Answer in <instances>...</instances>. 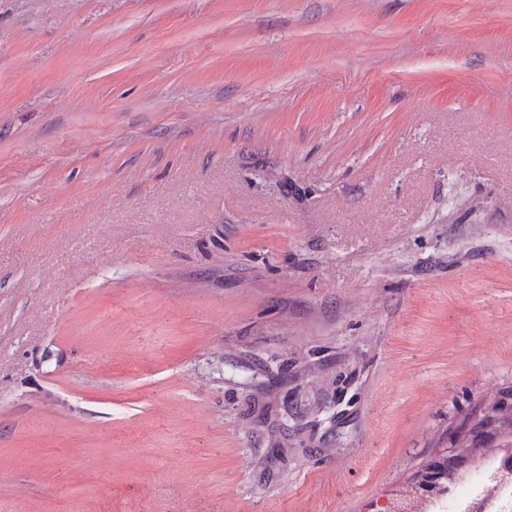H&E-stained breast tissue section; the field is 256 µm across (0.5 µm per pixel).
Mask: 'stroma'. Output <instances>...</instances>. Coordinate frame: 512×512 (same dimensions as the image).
Instances as JSON below:
<instances>
[{
	"label": "stroma",
	"instance_id": "1",
	"mask_svg": "<svg viewBox=\"0 0 512 512\" xmlns=\"http://www.w3.org/2000/svg\"><path fill=\"white\" fill-rule=\"evenodd\" d=\"M512 394V0H0V512H386Z\"/></svg>",
	"mask_w": 512,
	"mask_h": 512
}]
</instances>
